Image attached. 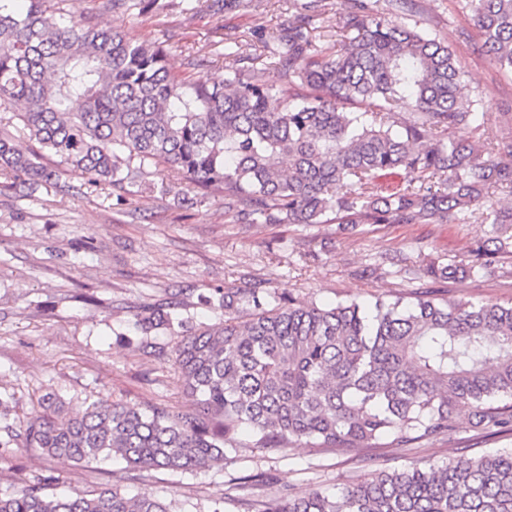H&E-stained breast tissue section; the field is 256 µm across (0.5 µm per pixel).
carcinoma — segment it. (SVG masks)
<instances>
[{"label":"carcinoma","mask_w":512,"mask_h":512,"mask_svg":"<svg viewBox=\"0 0 512 512\" xmlns=\"http://www.w3.org/2000/svg\"><path fill=\"white\" fill-rule=\"evenodd\" d=\"M48 0L17 11L0 0V108L31 139L119 202L143 191L150 168L177 173L160 191L180 202L219 190L242 224H467L490 234L461 264L434 259L406 275L431 287L368 304H297L258 284L226 288L219 323L174 348L186 413L127 408L100 398L81 414L52 397L23 424V447L61 463L120 458L129 468L193 471L239 448H422L467 416L472 439L512 433V305L450 297L444 284L491 271L512 247V129L478 140L454 130L473 119L449 46L350 0L345 38L312 39V0L283 28L274 69L227 71L224 84L170 74L167 48L132 42L111 26L56 19ZM481 50L512 73V0H467ZM406 111L396 112L398 102ZM0 128V176L28 186L56 177L17 151ZM149 335L172 325L154 309ZM251 432L253 442L240 438ZM0 512H171L163 499L116 488L58 495L48 481L0 492ZM252 512H512V448L450 456L402 470L373 469L333 494L265 498Z\"/></svg>","instance_id":"cac0c4a2"}]
</instances>
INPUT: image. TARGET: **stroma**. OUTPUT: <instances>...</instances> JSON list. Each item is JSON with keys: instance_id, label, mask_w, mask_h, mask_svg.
Returning a JSON list of instances; mask_svg holds the SVG:
<instances>
[{"instance_id": "1", "label": "stroma", "mask_w": 512, "mask_h": 512, "mask_svg": "<svg viewBox=\"0 0 512 512\" xmlns=\"http://www.w3.org/2000/svg\"><path fill=\"white\" fill-rule=\"evenodd\" d=\"M294 0H257L256 10L207 11V0H147L127 10L122 0H65L76 18L121 28L136 42L162 41L167 67L192 83L221 82L238 65L239 50L268 56L276 47ZM403 22L447 43L462 66V91L475 100L476 121L456 137L476 138L503 127L512 113V75L498 71L479 50L481 35L464 0H417ZM15 146L38 153L59 176L28 191L0 178V491L36 478L52 479L57 492L117 488L132 497H157L172 512H248L245 477L264 472L266 496L335 492L361 472L403 469L459 455L470 433L459 417L454 434L425 448L354 450L302 443L270 452L243 448L226 464L195 471L126 469L117 461L60 464L38 450H23L8 429L43 415V396L79 413L107 396L144 409L189 410L192 401L174 372L172 350L183 337L217 324L209 305L227 288L260 283L297 302H367L381 293H412L425 279L363 275L381 255L396 264L429 254L450 263L466 259L487 227L467 224H363L343 231L334 224H234L224 196L209 193L186 208L154 189L117 202L87 196L82 177L61 171L59 159L15 132ZM449 295L512 301V254L493 273L448 282ZM175 304L170 329L142 335L145 309Z\"/></svg>"}]
</instances>
